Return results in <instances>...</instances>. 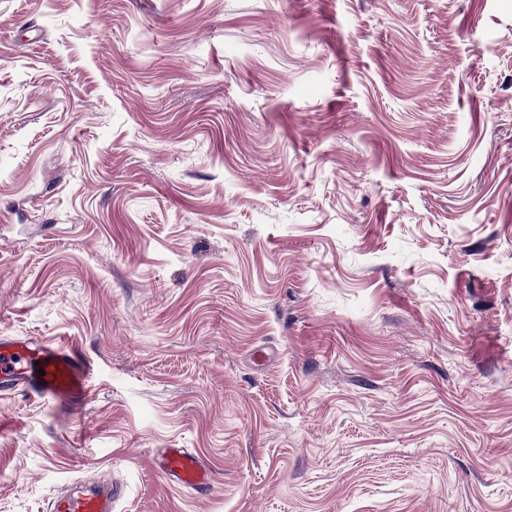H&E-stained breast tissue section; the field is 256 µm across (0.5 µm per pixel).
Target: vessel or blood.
<instances>
[{
  "mask_svg": "<svg viewBox=\"0 0 512 512\" xmlns=\"http://www.w3.org/2000/svg\"><path fill=\"white\" fill-rule=\"evenodd\" d=\"M92 376V364L69 345L32 339L0 345V386L32 388L45 403L85 395ZM152 464L158 475L179 488L200 489L211 479L206 461L187 448L162 449ZM125 493V486L117 483L82 492L68 490L52 502L49 512H114Z\"/></svg>",
  "mask_w": 512,
  "mask_h": 512,
  "instance_id": "obj_1",
  "label": "vessel or blood"
}]
</instances>
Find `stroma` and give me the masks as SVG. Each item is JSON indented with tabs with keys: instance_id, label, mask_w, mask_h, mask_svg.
Listing matches in <instances>:
<instances>
[{
	"instance_id": "1",
	"label": "stroma",
	"mask_w": 512,
	"mask_h": 512,
	"mask_svg": "<svg viewBox=\"0 0 512 512\" xmlns=\"http://www.w3.org/2000/svg\"><path fill=\"white\" fill-rule=\"evenodd\" d=\"M46 337L91 390L0 391V512H512V0H0V339ZM155 472L179 488L201 489L210 483L206 461L189 448H163L152 457ZM126 493V487L112 483L87 491L67 490L58 496L50 512H113L114 506Z\"/></svg>"
}]
</instances>
